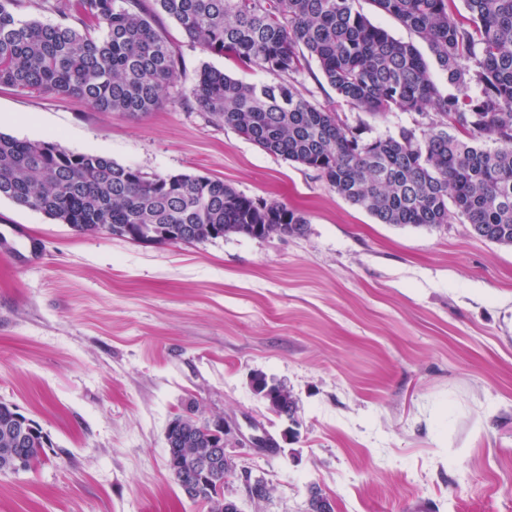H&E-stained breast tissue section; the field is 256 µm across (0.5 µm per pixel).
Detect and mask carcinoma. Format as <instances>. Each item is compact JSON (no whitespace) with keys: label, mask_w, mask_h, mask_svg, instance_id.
<instances>
[{"label":"carcinoma","mask_w":512,"mask_h":512,"mask_svg":"<svg viewBox=\"0 0 512 512\" xmlns=\"http://www.w3.org/2000/svg\"><path fill=\"white\" fill-rule=\"evenodd\" d=\"M52 0L58 21L25 17L24 0H0V85L89 102L101 112H152L179 75V58L153 26L173 18L202 50L274 76L250 84L201 68L188 95L224 126L270 154L318 172L337 194L381 224L437 228L458 219L491 243L512 247V0H370L425 44L374 25L359 0ZM318 64L337 101L353 109L436 117L422 136L402 127L367 139L331 106L308 101L293 75ZM437 69L445 83L437 84ZM453 132H448V129ZM43 212L78 234L150 244L231 234L301 236L308 220L278 203L239 193L222 179L149 177L104 156L0 133V199ZM253 390L290 420L296 402L262 373ZM171 441L208 448L211 428ZM49 438L13 404L0 401V474L25 449L39 464ZM229 469L211 471L199 495L224 492Z\"/></svg>","instance_id":"cac0c4a2"}]
</instances>
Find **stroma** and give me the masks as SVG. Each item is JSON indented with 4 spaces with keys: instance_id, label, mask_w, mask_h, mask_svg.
I'll list each match as a JSON object with an SVG mask.
<instances>
[{
    "instance_id": "stroma-1",
    "label": "stroma",
    "mask_w": 512,
    "mask_h": 512,
    "mask_svg": "<svg viewBox=\"0 0 512 512\" xmlns=\"http://www.w3.org/2000/svg\"><path fill=\"white\" fill-rule=\"evenodd\" d=\"M154 26L182 61L158 109L0 86V132L220 178L308 228L154 245L0 199V225L20 229L0 239V400L52 442L35 469L0 475V512H204L166 469V427L193 413L223 417L237 441L281 439L257 372L295 397L299 436L276 454L227 447L271 489L256 502L227 477L242 512H309L313 486L335 512H512V248L457 222L378 223L187 96L205 65L272 74L201 50L165 14ZM294 81L370 138L428 122L337 103L315 65Z\"/></svg>"
}]
</instances>
